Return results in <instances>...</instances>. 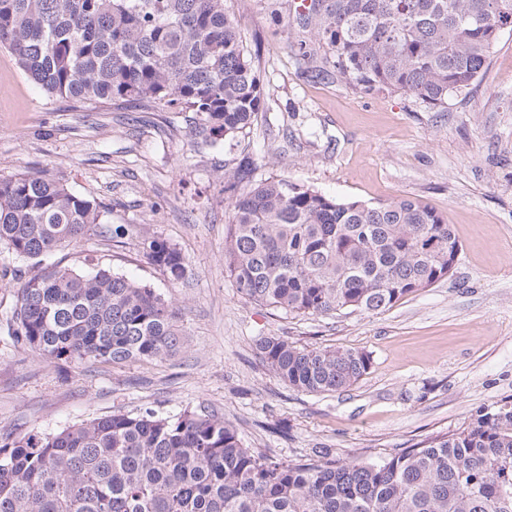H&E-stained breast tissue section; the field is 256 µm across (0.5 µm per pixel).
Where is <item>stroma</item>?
<instances>
[{
	"label": "stroma",
	"mask_w": 512,
	"mask_h": 512,
	"mask_svg": "<svg viewBox=\"0 0 512 512\" xmlns=\"http://www.w3.org/2000/svg\"><path fill=\"white\" fill-rule=\"evenodd\" d=\"M230 9L247 47L261 49L266 89L233 146L196 134L192 112L79 110L0 50V178H60L103 207L95 230L51 263L105 266L154 288L178 311L185 340L151 365L42 359L10 327L34 268L0 244V434L201 407L232 423L245 446L285 462L326 449L376 463L512 401V31L478 81L429 109L402 93L312 77L288 48L303 34L287 0H231ZM245 155L258 180L279 175L340 199L424 201L461 245L452 273L378 314L295 317L245 299L224 273L223 179ZM153 237L185 257L184 280L149 261L142 243ZM264 336L358 349L372 367L346 390L302 393L263 366Z\"/></svg>",
	"instance_id": "35a3bbf8"
}]
</instances>
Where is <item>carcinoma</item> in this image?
Returning a JSON list of instances; mask_svg holds the SVG:
<instances>
[{"label":"carcinoma","instance_id":"carcinoma-1","mask_svg":"<svg viewBox=\"0 0 512 512\" xmlns=\"http://www.w3.org/2000/svg\"><path fill=\"white\" fill-rule=\"evenodd\" d=\"M292 17L306 69L362 92L407 94L434 109L479 77L512 0H310ZM0 48L50 96L194 112L198 133L233 139L266 92L228 0H0ZM224 272L246 298L297 316L377 314L447 277L460 249L432 206L339 200L285 178L254 181L253 161L224 170ZM99 205L61 179H0V243L25 260L80 240ZM152 264L184 277L164 239ZM14 339L50 361L161 363L182 340L172 303L110 269L44 267L24 279ZM265 368L307 393L345 390L371 368L355 349L258 340ZM0 512H512V402L461 431L380 463L283 462L244 447L204 408L147 409L56 432L0 436Z\"/></svg>","mask_w":512,"mask_h":512}]
</instances>
